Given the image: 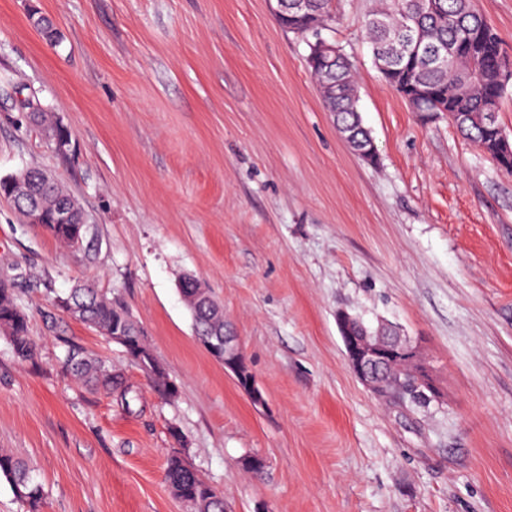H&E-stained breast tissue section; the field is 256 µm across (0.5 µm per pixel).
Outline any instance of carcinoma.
Returning a JSON list of instances; mask_svg holds the SVG:
<instances>
[{
	"mask_svg": "<svg viewBox=\"0 0 512 512\" xmlns=\"http://www.w3.org/2000/svg\"><path fill=\"white\" fill-rule=\"evenodd\" d=\"M333 0H307L303 15H288L282 25L304 38H316L319 32L311 23L328 24L335 20ZM381 6L372 11L366 21L375 63L385 66L383 79L394 88L414 112H446L452 123L474 142L501 169L512 173V141L506 139L499 112L503 99L512 92V82L504 83L500 39L475 6V0H431L432 7L420 0H379ZM468 32V42L455 54L448 67L436 60L439 48L459 43V34ZM324 107L331 112L337 130L348 138L355 151L370 150L373 138L363 125L355 93V68L345 56L336 60L332 71L309 65ZM31 184L30 194L20 199L25 208L38 204L46 214H52L63 203H72V195L54 178L39 168L20 171ZM55 238L74 247L76 225H44ZM70 298L80 309L77 321L112 337V328L121 327L133 342L138 355L151 356V350L130 320L126 307L116 300L78 285L70 290ZM196 328L206 336L224 338V312L213 299L191 311ZM0 331L5 333L14 354L28 360L35 354V345L28 334V320L18 305L12 289L0 283ZM67 374L91 390L110 394L125 406L136 399L112 365L75 349L64 359ZM396 413L408 419L431 410L430 405L413 401L409 396H393ZM0 474L10 484L14 495L25 503L28 512H41L43 488L35 482L27 466L13 455L0 453ZM166 477L173 496L189 504L193 512H223L224 503L216 488L187 468L178 453L167 458Z\"/></svg>",
	"mask_w": 512,
	"mask_h": 512,
	"instance_id": "carcinoma-1",
	"label": "carcinoma"
}]
</instances>
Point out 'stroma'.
<instances>
[{
    "label": "stroma",
    "mask_w": 512,
    "mask_h": 512,
    "mask_svg": "<svg viewBox=\"0 0 512 512\" xmlns=\"http://www.w3.org/2000/svg\"><path fill=\"white\" fill-rule=\"evenodd\" d=\"M376 5L334 0L322 32L356 67L370 163L275 0H0V177L52 173L95 252L0 199V280L37 345L22 361L0 334V450L29 462L44 512H190L165 477L176 451L231 512H512V174L382 79ZM27 97L67 128L66 151ZM186 275L222 302L261 403L197 342ZM78 282L126 304L175 395L54 305ZM340 311L417 342L442 406L412 421L373 395ZM70 346L121 368L137 401L71 380ZM252 455L262 473L245 472Z\"/></svg>",
    "instance_id": "obj_1"
}]
</instances>
